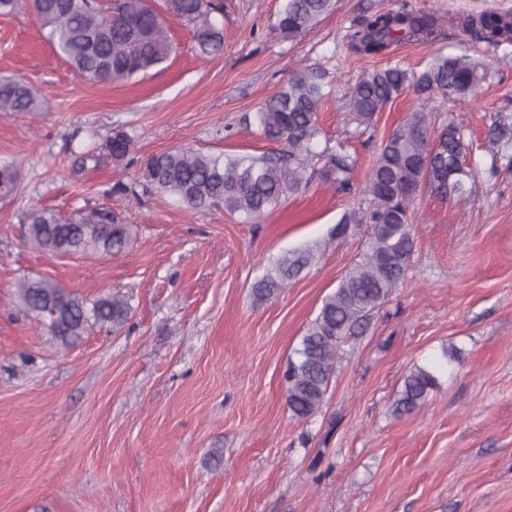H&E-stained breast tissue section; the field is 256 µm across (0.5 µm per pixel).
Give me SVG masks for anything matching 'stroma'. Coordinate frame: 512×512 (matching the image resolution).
<instances>
[{
  "mask_svg": "<svg viewBox=\"0 0 512 512\" xmlns=\"http://www.w3.org/2000/svg\"><path fill=\"white\" fill-rule=\"evenodd\" d=\"M223 3L221 53L199 55L191 27L167 14L170 58L105 85L45 41L28 0L0 15V77L22 78L49 101L0 114V161L19 165L18 193L0 199V512H512V169L488 174L491 125L512 117V43H474L472 56L493 65L475 100L403 94L365 144L350 136L359 77L393 57L418 72L435 50L460 53L457 29L433 45L399 43L389 58L362 56L346 52L348 28L399 0H336L292 40L273 30L281 0ZM330 56L339 70L320 124L356 155V194L317 178L246 224L221 206L114 192L167 150H272L244 115L297 66ZM417 108L465 122L474 177L464 196L416 198L406 286L343 344L322 413L296 421L283 371L368 227L332 232L362 207L379 138ZM115 129L132 139L120 164L99 153ZM84 150L99 161L80 162ZM31 205L67 218L109 206L133 241L116 256L42 252L22 222ZM312 244L317 262L279 297L255 302L251 287L273 260ZM27 276L87 299L123 294L130 320L60 346L21 307L17 282ZM417 366L438 385L419 411L393 417Z\"/></svg>",
  "mask_w": 512,
  "mask_h": 512,
  "instance_id": "1",
  "label": "stroma"
}]
</instances>
